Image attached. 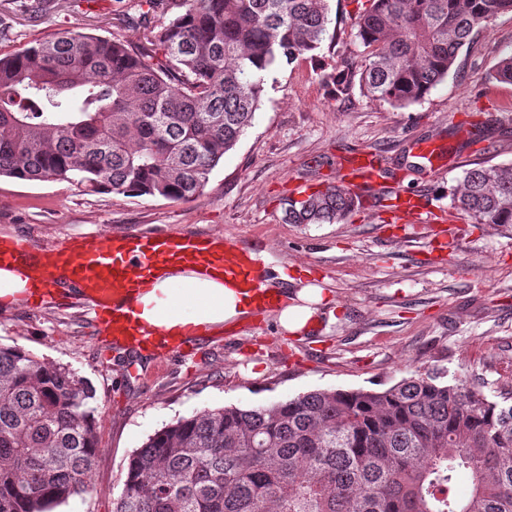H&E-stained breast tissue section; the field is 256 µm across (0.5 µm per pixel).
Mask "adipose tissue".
Returning a JSON list of instances; mask_svg holds the SVG:
<instances>
[{
	"label": "adipose tissue",
	"instance_id": "ef3b65f1",
	"mask_svg": "<svg viewBox=\"0 0 512 512\" xmlns=\"http://www.w3.org/2000/svg\"><path fill=\"white\" fill-rule=\"evenodd\" d=\"M324 289L307 284L294 291L277 311L284 331L304 329L324 303ZM142 318L164 332L175 334L185 326H221L243 320L246 311L237 291L222 280L190 268H175L136 296Z\"/></svg>",
	"mask_w": 512,
	"mask_h": 512
}]
</instances>
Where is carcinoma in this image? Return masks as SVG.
Here are the masks:
<instances>
[{
  "label": "carcinoma",
  "instance_id": "obj_1",
  "mask_svg": "<svg viewBox=\"0 0 512 512\" xmlns=\"http://www.w3.org/2000/svg\"><path fill=\"white\" fill-rule=\"evenodd\" d=\"M367 2L355 38L370 54L331 79L401 109L447 77L478 28L512 12V0ZM175 5L139 48L66 30L0 54V177L195 198L252 125L264 73L328 33V0ZM453 200L477 224L512 229V164H474ZM358 207L340 180L288 200L285 220L339 223ZM447 376L197 411L130 454L113 512H512V402ZM95 401L71 368L0 344V512H54L94 491Z\"/></svg>",
  "mask_w": 512,
  "mask_h": 512
}]
</instances>
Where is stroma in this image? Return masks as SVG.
I'll return each mask as SVG.
<instances>
[{
  "label": "stroma",
  "instance_id": "1",
  "mask_svg": "<svg viewBox=\"0 0 512 512\" xmlns=\"http://www.w3.org/2000/svg\"><path fill=\"white\" fill-rule=\"evenodd\" d=\"M0 0V52L62 30L143 43L174 14L159 0L139 20V0ZM328 36L313 57L267 76L253 123L187 201L89 193L66 181L0 177V239L47 246L75 235L132 230L209 231L264 242L262 275L325 285L327 312L292 334L276 317L212 331L202 347L129 361L100 336L79 300L34 311L0 302V344L86 377L101 408L94 493L56 512H112L129 454L157 430L206 408H250L323 389L381 390L414 371L443 369L490 397L512 389V231L473 223L451 192L472 164L512 162V84L495 79L512 54V12L488 21L447 78L404 109L359 85L334 92V69L360 67L357 0H330ZM432 142L435 163L417 157ZM375 153L386 174L345 221L290 224L288 198L335 181L351 153ZM455 212L454 227L396 223V196ZM137 376H130L129 365Z\"/></svg>",
  "mask_w": 512,
  "mask_h": 512
}]
</instances>
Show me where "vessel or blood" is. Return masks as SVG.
<instances>
[{
	"label": "vessel or blood",
	"mask_w": 512,
	"mask_h": 512,
	"mask_svg": "<svg viewBox=\"0 0 512 512\" xmlns=\"http://www.w3.org/2000/svg\"><path fill=\"white\" fill-rule=\"evenodd\" d=\"M349 189L356 195L379 184L370 153L349 159ZM397 212L418 223L445 224L447 212L421 215L414 199L398 198ZM261 247L207 232L163 233L127 231L93 239L73 237L42 248L18 239L0 240V267L26 263L29 278L40 302L57 300L62 285L69 284L90 302L100 335L130 351H148L163 357L179 351L181 339L165 335L145 322L131 304V297L169 269H198L233 284L243 305L253 315L275 313L279 299L263 285Z\"/></svg>",
	"instance_id": "b4317fda"
}]
</instances>
